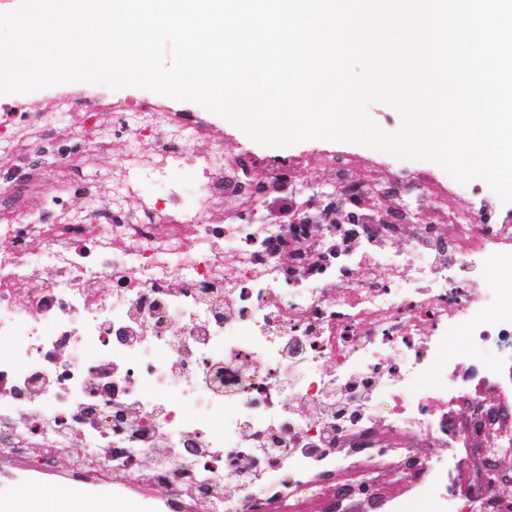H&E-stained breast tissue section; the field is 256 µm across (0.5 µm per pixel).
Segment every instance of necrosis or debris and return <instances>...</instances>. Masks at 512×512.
<instances>
[{
  "label": "necrosis or debris",
  "mask_w": 512,
  "mask_h": 512,
  "mask_svg": "<svg viewBox=\"0 0 512 512\" xmlns=\"http://www.w3.org/2000/svg\"><path fill=\"white\" fill-rule=\"evenodd\" d=\"M112 129L140 151L116 165L112 206L99 210L91 180L49 166L61 147L52 113L33 106L0 125L15 151L0 165V459L48 473L75 443L68 474L128 487L147 466L150 488L188 512H308L416 456L412 431L443 451L374 512L423 499L465 512L493 498L482 482L453 483L470 441L456 408L479 392L512 415V290L490 284L512 264L511 214L377 158L355 171L337 151L304 157L306 178L292 179L226 154L205 124L161 105ZM186 162L178 190L127 205L131 170L161 179ZM35 180L74 194L75 216L50 201L25 209ZM451 192L463 208L420 224L412 200ZM374 193L397 203L385 221L362 204ZM272 195L295 222L269 221ZM298 400L317 416L297 413ZM384 427L397 436L385 449ZM162 444L171 454L159 460ZM228 475L239 481L230 503L209 494Z\"/></svg>",
  "instance_id": "necrosis-or-debris-1"
}]
</instances>
